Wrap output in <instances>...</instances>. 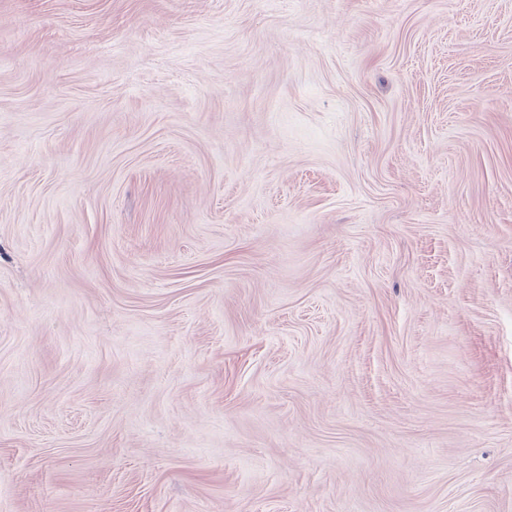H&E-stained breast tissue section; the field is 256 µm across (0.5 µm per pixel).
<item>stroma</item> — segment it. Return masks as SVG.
<instances>
[{"mask_svg":"<svg viewBox=\"0 0 512 512\" xmlns=\"http://www.w3.org/2000/svg\"><path fill=\"white\" fill-rule=\"evenodd\" d=\"M0 512H512V0H0Z\"/></svg>","mask_w":512,"mask_h":512,"instance_id":"35a3bbf8","label":"stroma"}]
</instances>
